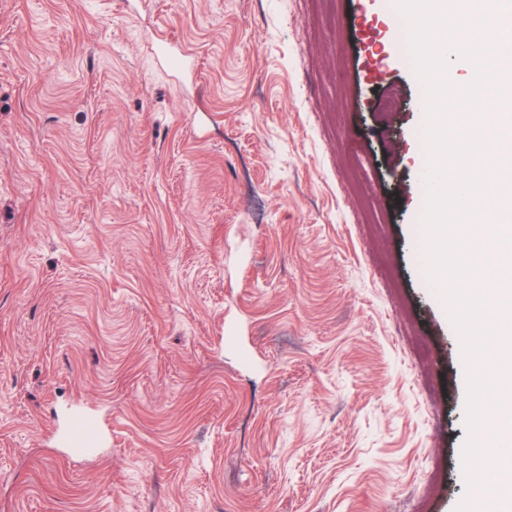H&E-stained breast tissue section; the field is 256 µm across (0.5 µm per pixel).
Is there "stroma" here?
I'll use <instances>...</instances> for the list:
<instances>
[{
    "mask_svg": "<svg viewBox=\"0 0 512 512\" xmlns=\"http://www.w3.org/2000/svg\"><path fill=\"white\" fill-rule=\"evenodd\" d=\"M398 20L0 0V512H455L465 370ZM74 403L97 459L54 445Z\"/></svg>",
    "mask_w": 512,
    "mask_h": 512,
    "instance_id": "35a3bbf8",
    "label": "stroma"
}]
</instances>
